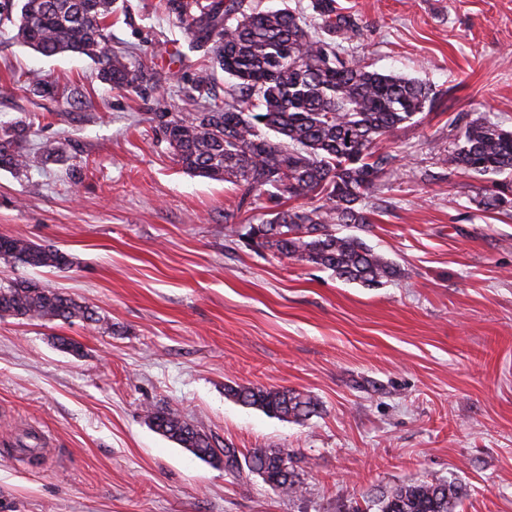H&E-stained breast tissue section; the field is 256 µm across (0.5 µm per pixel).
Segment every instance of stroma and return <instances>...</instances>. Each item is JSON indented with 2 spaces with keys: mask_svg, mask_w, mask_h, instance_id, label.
I'll return each instance as SVG.
<instances>
[{
  "mask_svg": "<svg viewBox=\"0 0 512 512\" xmlns=\"http://www.w3.org/2000/svg\"><path fill=\"white\" fill-rule=\"evenodd\" d=\"M338 2L364 33L347 54L442 93L381 146L396 160L355 230L399 271L377 288L247 246L265 199L239 209L232 184L177 164L155 115L187 111L205 57L159 0H118L112 18L110 48L148 77L134 92L0 22V126L33 123L29 168L0 169V236L73 260H0V283L39 281L103 318H0V512H377L420 480L461 485L460 512H512V216L480 205L499 177L446 162L458 114L512 131V0ZM32 72L57 95L30 92ZM46 140L62 155L42 157ZM235 384L320 412L270 417ZM156 406L242 457L288 449L303 495L196 458L148 424ZM0 259L19 262L31 268L69 269V255L52 246L34 243L22 237L0 236ZM228 395L243 405L257 408L276 418L306 420L319 413L318 401L308 394L288 388H264L236 384Z\"/></svg>",
  "mask_w": 512,
  "mask_h": 512,
  "instance_id": "obj_1",
  "label": "stroma"
}]
</instances>
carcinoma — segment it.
<instances>
[{
	"label": "carcinoma",
	"instance_id": "cac0c4a2",
	"mask_svg": "<svg viewBox=\"0 0 512 512\" xmlns=\"http://www.w3.org/2000/svg\"><path fill=\"white\" fill-rule=\"evenodd\" d=\"M160 7L180 24L189 48L209 55L210 64L191 78L187 99L214 97L218 69L234 82L231 101L222 106L159 116L178 165L236 186L241 208L266 196L268 217L248 225L252 246L367 288L396 277V266L336 226L371 223L365 200L396 160L377 148L435 103L432 85L345 55L344 44L359 39L361 27L337 0H313L319 37L285 8L256 11L245 0H160ZM115 11V0H0V21H14L21 43L44 56L86 57L98 65L101 82L136 91L142 71L107 48ZM25 138L23 126L0 129V169L29 166ZM447 162L477 175L511 174L512 132L482 116L469 119ZM298 200L303 205L283 208ZM0 259L34 269L72 266L67 253L22 237L0 236ZM2 316L104 321L96 310L33 279L0 285ZM227 392L271 417L306 420L319 413L315 398L293 389L237 384ZM148 419L195 457L217 465L221 452L224 468L239 470L236 449L213 447L211 436L179 412L152 409ZM245 464L275 493L293 497L304 490L285 448L257 449ZM464 496L451 481L413 482L379 499L377 512H457Z\"/></svg>",
	"mask_w": 512,
	"mask_h": 512
}]
</instances>
